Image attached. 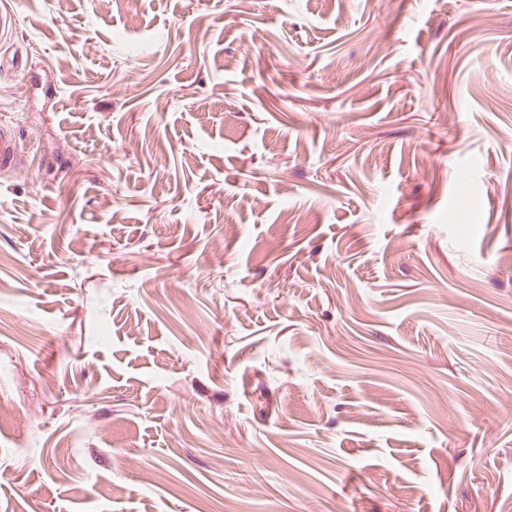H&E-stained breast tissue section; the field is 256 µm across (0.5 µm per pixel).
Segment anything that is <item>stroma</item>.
<instances>
[{
  "label": "stroma",
  "mask_w": 512,
  "mask_h": 512,
  "mask_svg": "<svg viewBox=\"0 0 512 512\" xmlns=\"http://www.w3.org/2000/svg\"><path fill=\"white\" fill-rule=\"evenodd\" d=\"M0 512H512V0H12Z\"/></svg>",
  "instance_id": "1"
}]
</instances>
